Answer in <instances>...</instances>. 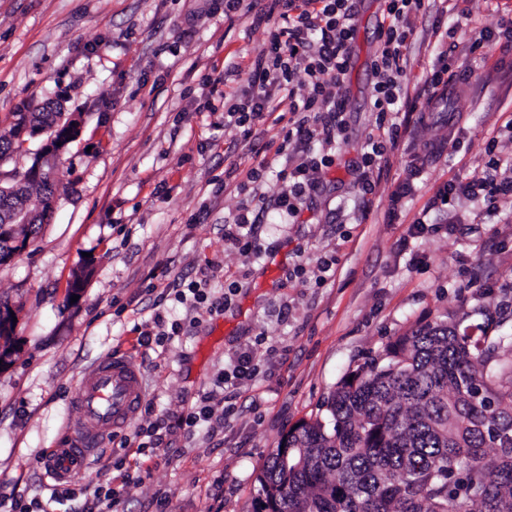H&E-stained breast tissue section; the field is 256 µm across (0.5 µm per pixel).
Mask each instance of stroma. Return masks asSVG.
I'll use <instances>...</instances> for the list:
<instances>
[{
	"label": "stroma",
	"instance_id": "35a3bbf8",
	"mask_svg": "<svg viewBox=\"0 0 512 512\" xmlns=\"http://www.w3.org/2000/svg\"><path fill=\"white\" fill-rule=\"evenodd\" d=\"M384 9V0H358L346 131L285 224L271 203L284 186L285 158L268 147L278 125L246 135L224 120L241 90L224 72L249 73L268 25L243 12L225 18L224 0H0V131L15 112L47 102L82 118L56 167L54 211L0 266V298L19 312V353L0 371V512L15 499L81 512L82 490L99 471L128 474L124 512H256L269 454L293 426L324 414L349 373L417 324L512 303V204L490 213L463 196L444 214L428 207L438 187L482 174L489 141L512 155V52L500 29L512 0H431L411 18L409 98L437 62L442 30L478 76L432 103L455 112L453 123L409 121L370 169L361 160L376 131L369 97ZM470 32L484 35L473 53ZM432 140L444 144L435 155ZM414 160L415 191L394 200ZM259 167V190L240 189ZM244 206L257 217L260 246L248 257L224 240L225 221ZM420 219L423 232L402 250ZM84 267L83 293L69 301ZM231 283V304L213 308ZM160 318L180 332L162 335ZM110 353L139 367L145 399L92 455L87 475L55 481L43 460L69 443L78 386ZM242 353L255 374L234 386L226 416L220 379ZM204 402L211 419L186 426ZM151 430L161 438L155 448L145 445Z\"/></svg>",
	"mask_w": 512,
	"mask_h": 512
}]
</instances>
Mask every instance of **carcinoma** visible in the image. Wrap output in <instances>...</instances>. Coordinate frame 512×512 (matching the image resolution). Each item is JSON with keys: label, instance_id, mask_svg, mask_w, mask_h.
Returning a JSON list of instances; mask_svg holds the SVG:
<instances>
[{"label": "carcinoma", "instance_id": "obj_1", "mask_svg": "<svg viewBox=\"0 0 512 512\" xmlns=\"http://www.w3.org/2000/svg\"><path fill=\"white\" fill-rule=\"evenodd\" d=\"M62 116L15 113L0 161L23 150L22 130H57ZM56 193L52 171L0 185V264L38 236ZM480 315L463 329L419 325L344 378L325 417L300 422L268 457L261 512H512V334L501 312Z\"/></svg>", "mask_w": 512, "mask_h": 512}]
</instances>
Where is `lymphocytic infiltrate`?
<instances>
[{"instance_id":"f902f5d3","label":"lymphocytic infiltrate","mask_w":512,"mask_h":512,"mask_svg":"<svg viewBox=\"0 0 512 512\" xmlns=\"http://www.w3.org/2000/svg\"><path fill=\"white\" fill-rule=\"evenodd\" d=\"M423 6L424 0H386L389 22L379 28L380 44L373 62L376 82L370 96V108L381 119L391 112H418L416 104L401 96L411 37L404 21ZM354 16L355 0H271L270 9L255 15L257 22L273 20L277 27L255 58L243 100L229 110L236 125L249 127L271 117L277 92L292 90L297 73L309 78L308 94L301 101H289L290 118L281 128L283 145L302 149L306 156L284 175L288 190L276 200L279 214L295 217L307 191L316 186L319 172L333 164L330 155L315 152L314 146L334 142L345 131L344 80L350 66ZM418 114L424 124L435 119L430 112ZM500 165L499 160H492L482 177L444 184L432 197L431 208L447 207L451 196L458 194L488 204L511 197L512 178H498Z\"/></svg>"}]
</instances>
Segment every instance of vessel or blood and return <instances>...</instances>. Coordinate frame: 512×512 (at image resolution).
I'll return each mask as SVG.
<instances>
[{"mask_svg":"<svg viewBox=\"0 0 512 512\" xmlns=\"http://www.w3.org/2000/svg\"><path fill=\"white\" fill-rule=\"evenodd\" d=\"M143 400L144 389L136 365L124 356L103 357L95 372L79 385L78 433L68 447L52 449L45 462L49 475L58 481L82 475L94 449L101 446L105 436L127 428Z\"/></svg>","mask_w":512,"mask_h":512,"instance_id":"1","label":"vessel or blood"}]
</instances>
